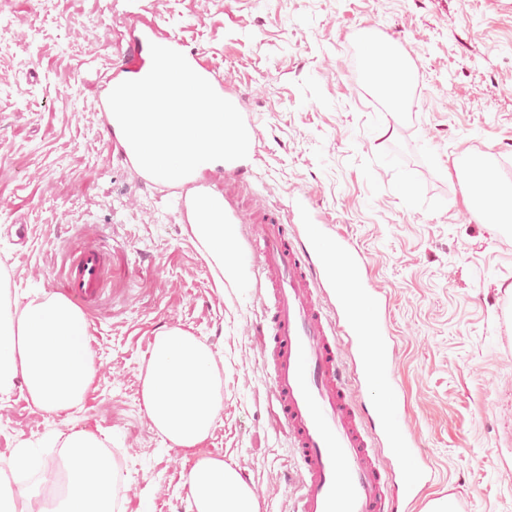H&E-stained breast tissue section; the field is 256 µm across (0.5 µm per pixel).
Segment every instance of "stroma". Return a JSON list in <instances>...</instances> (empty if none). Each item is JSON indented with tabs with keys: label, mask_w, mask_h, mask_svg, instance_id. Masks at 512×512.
Here are the masks:
<instances>
[{
	"label": "stroma",
	"mask_w": 512,
	"mask_h": 512,
	"mask_svg": "<svg viewBox=\"0 0 512 512\" xmlns=\"http://www.w3.org/2000/svg\"><path fill=\"white\" fill-rule=\"evenodd\" d=\"M206 50L258 120L243 200L304 207L367 256L388 298L403 411L434 473L425 497L455 512H512V230L466 218L458 162L512 166V0H146ZM131 22L113 0H0V272L25 306L66 255L101 249L124 269L91 321L94 390L53 415L0 395V462H50L74 429L111 438L116 512H189L200 456L258 488L259 512H292L295 457L268 399L263 290L219 283L177 204L113 153L89 64L112 61ZM402 37L414 68L402 109L354 79L370 42ZM211 348L223 408L193 449H169L141 373L156 333Z\"/></svg>",
	"instance_id": "obj_1"
}]
</instances>
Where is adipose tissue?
I'll return each mask as SVG.
<instances>
[{
	"instance_id": "adipose-tissue-1",
	"label": "adipose tissue",
	"mask_w": 512,
	"mask_h": 512,
	"mask_svg": "<svg viewBox=\"0 0 512 512\" xmlns=\"http://www.w3.org/2000/svg\"><path fill=\"white\" fill-rule=\"evenodd\" d=\"M364 79L392 105H399L410 80L399 51L385 47L362 72ZM467 188L465 201L484 224L512 223V186L489 191L491 171L483 162L457 167ZM195 238L227 280L240 265L229 257L224 241L229 224L195 223ZM90 324L84 313L59 295L12 306L8 288L0 289V394L23 386L37 408L58 414L82 405L96 369ZM145 410L171 447L189 449L211 433L222 408L217 368L210 347L179 327L158 332L142 382ZM66 494L56 512H112L117 471L103 439L86 430L65 441ZM185 485L192 512H259L258 502L238 470L223 459L204 456L190 470Z\"/></svg>"
}]
</instances>
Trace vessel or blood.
I'll use <instances>...</instances> for the list:
<instances>
[{
    "label": "vessel or blood",
    "mask_w": 512,
    "mask_h": 512,
    "mask_svg": "<svg viewBox=\"0 0 512 512\" xmlns=\"http://www.w3.org/2000/svg\"><path fill=\"white\" fill-rule=\"evenodd\" d=\"M154 43L182 53L221 97L239 103L206 51L157 18L119 47L113 83L137 79ZM255 175L248 160L228 161L179 179L176 201L184 219L245 226L248 271L269 295L253 326L271 336L260 348L268 395L300 460L295 512H411L428 472L399 411L385 295L365 255L319 216L302 211L285 223L263 206L243 214L238 189ZM109 277L100 251L84 248L66 263L57 290L83 306L105 293ZM363 396L372 415L357 406Z\"/></svg>",
    "instance_id": "b4317fda"
}]
</instances>
